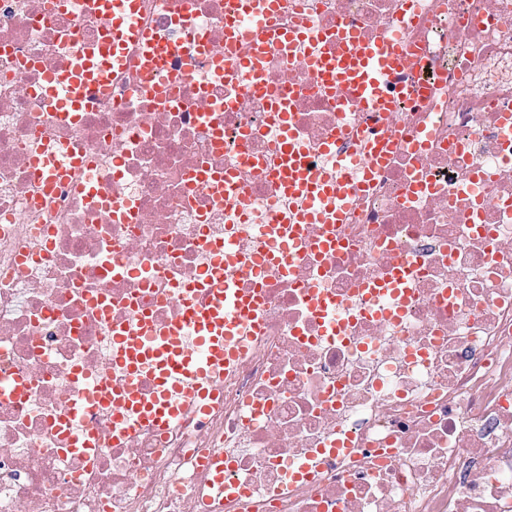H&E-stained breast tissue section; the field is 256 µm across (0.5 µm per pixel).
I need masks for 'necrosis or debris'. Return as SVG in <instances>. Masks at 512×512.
<instances>
[{
	"label": "necrosis or debris",
	"instance_id": "obj_1",
	"mask_svg": "<svg viewBox=\"0 0 512 512\" xmlns=\"http://www.w3.org/2000/svg\"><path fill=\"white\" fill-rule=\"evenodd\" d=\"M400 2L289 0L277 24L305 16L333 57L341 24L381 38ZM137 6L142 29L171 46L166 64L147 74L131 48L107 91L63 123L32 92L67 62L69 32L95 43L100 20L0 0V377L23 387L0 400V512H512V0H417L404 32L413 64L396 77L408 93L384 120L352 108L350 89L327 90L303 44L263 56L259 93L204 80L205 55L183 69L181 47L223 50L224 0ZM275 96L289 99L313 171L329 165L328 137L357 148L381 125L385 164L331 229L335 248L302 252L289 274L239 277L262 295L258 328L207 416L188 408L166 435L116 442L102 406L85 422L96 453H65L59 421L84 392L75 369L151 394L148 372L113 368V328L137 331L143 310L156 326L178 322L205 244L275 249L261 225L270 205L289 206ZM48 141L86 162L43 192L30 166ZM227 172L244 198L236 214L197 182ZM116 200L131 211L113 214ZM404 260L395 315L371 288ZM315 290L336 300V336L312 310ZM215 454L229 462L220 484L206 474Z\"/></svg>",
	"mask_w": 512,
	"mask_h": 512
}]
</instances>
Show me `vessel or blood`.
Listing matches in <instances>:
<instances>
[{
    "instance_id": "obj_1",
    "label": "vessel or blood",
    "mask_w": 512,
    "mask_h": 512,
    "mask_svg": "<svg viewBox=\"0 0 512 512\" xmlns=\"http://www.w3.org/2000/svg\"><path fill=\"white\" fill-rule=\"evenodd\" d=\"M282 4L283 0H235L224 22L231 28L233 39L249 37L270 46L281 39L270 17ZM87 5L105 25L97 51L75 48L67 64L48 75L37 92L38 97L53 99L64 117L72 118L84 111L85 99L107 87L116 71L126 64L129 44L144 45L151 63L159 62L169 53L168 45L142 32L135 0H87ZM415 11L416 0H405L400 15L389 23L382 39L375 42H365L355 32H346L350 47L336 58L321 54L314 30L300 31V38L310 47L307 62L324 75L328 89L352 88L360 110L394 111L402 92L391 88L390 78L406 63L403 33ZM274 108L279 114L276 149L281 158L278 175L282 190L301 202L298 211H277L276 223H342L354 202L356 176L373 174L384 161L389 149L387 135L370 134L366 149L347 153L337 152L335 138H328L322 149L331 155L332 166L314 174L301 163L304 150L294 138L286 102H277ZM64 155L63 146L45 144L33 159L35 181L48 189L64 183L69 174L63 164ZM207 252L210 261L203 271V281L210 284L211 290L206 307H197L193 289L186 288L181 293L183 323L158 331L145 318L138 333L124 328L112 333L113 366L131 375L148 371L154 387L151 398H143L130 385L107 390L93 386L91 377H84L87 392L67 407L61 420L70 451L85 456L95 453L97 437L84 429L82 423L101 405H113L112 436L119 440L128 438L145 424L165 430L188 404L198 413H209L217 395L212 379L218 369L234 361L235 351L230 343L252 327L262 303L261 296L239 292L234 275L260 274L265 261L260 257L246 259L229 240L221 245H208Z\"/></svg>"
}]
</instances>
